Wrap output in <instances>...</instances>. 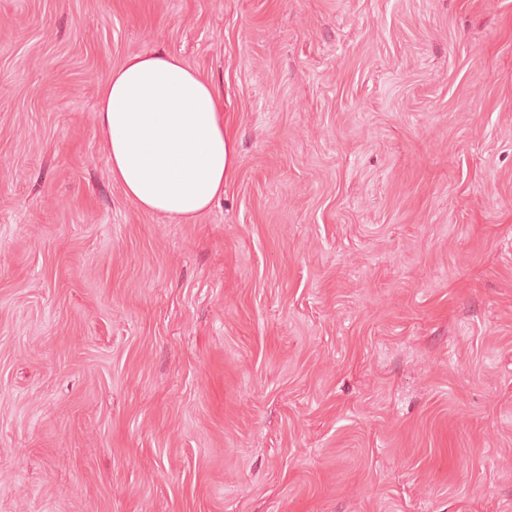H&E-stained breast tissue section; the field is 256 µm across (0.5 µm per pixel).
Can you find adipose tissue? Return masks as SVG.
<instances>
[{
	"mask_svg": "<svg viewBox=\"0 0 512 512\" xmlns=\"http://www.w3.org/2000/svg\"><path fill=\"white\" fill-rule=\"evenodd\" d=\"M97 124L113 183L141 210L191 224L223 196L235 152L224 98L179 57L160 50L112 68Z\"/></svg>",
	"mask_w": 512,
	"mask_h": 512,
	"instance_id": "obj_1",
	"label": "adipose tissue"
}]
</instances>
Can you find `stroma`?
<instances>
[{
  "instance_id": "35a3bbf8",
  "label": "stroma",
  "mask_w": 512,
  "mask_h": 512,
  "mask_svg": "<svg viewBox=\"0 0 512 512\" xmlns=\"http://www.w3.org/2000/svg\"><path fill=\"white\" fill-rule=\"evenodd\" d=\"M157 50L192 224L100 146ZM0 512H512V0H0ZM112 182L141 210L192 224L224 195L234 142L211 79L163 50L112 68L97 101Z\"/></svg>"
}]
</instances>
